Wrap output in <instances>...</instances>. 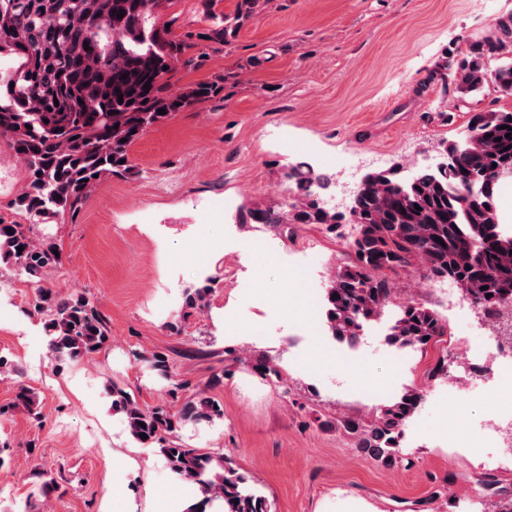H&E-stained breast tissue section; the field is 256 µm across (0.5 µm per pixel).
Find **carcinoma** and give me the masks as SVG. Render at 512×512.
I'll return each mask as SVG.
<instances>
[{
  "label": "carcinoma",
  "instance_id": "obj_1",
  "mask_svg": "<svg viewBox=\"0 0 512 512\" xmlns=\"http://www.w3.org/2000/svg\"><path fill=\"white\" fill-rule=\"evenodd\" d=\"M164 2L0 0V33L11 37L9 43L0 42V51L18 60L16 67L0 73V139L27 167V185L13 206L32 221H75L99 179L134 174L129 147L145 130L220 97L222 77L175 92L161 77L178 65L201 66L204 55L189 54L199 41L230 46L244 22L264 5V0H238L235 12L224 14L214 10V0H203L208 27L177 33L166 28L177 18L159 24ZM119 12L124 16L118 17ZM495 56L504 62L491 69L488 63ZM432 78L453 87L461 98L486 89L512 95V13L495 19L490 34L462 54L448 55ZM470 122L472 135L445 146L455 157L451 167L424 168L410 180L397 168L365 175L349 240L353 260L334 273L325 292L324 317L333 338L355 345L364 326L392 303L390 273L414 260L428 272L454 275L472 295L493 299L512 294V236L502 232L494 200L498 176L512 174V136L506 137L512 111L476 112ZM472 175L486 178L487 186L480 196L467 199L462 190ZM284 177L291 197L243 210L241 223L273 225L287 238L303 224H322L343 237L338 225L346 218L318 203L319 191L330 184L328 176L300 165ZM56 250L50 240L35 241L25 225L0 219V265L39 280L44 269L59 262ZM33 312L43 319L48 349L58 362L89 358L109 341L97 305L82 294L61 299L53 289L42 288ZM445 334L434 311L408 303L387 341L399 350L422 349ZM252 369L263 378L281 380L279 368L268 359ZM110 394L112 411L122 415L131 437L157 448L172 472L223 500L224 512H269L266 499L247 488V478L224 454L192 448L176 437L179 417L161 407H145L118 385ZM18 400L31 417H40L39 400L30 388L20 387ZM421 400L420 393L408 391L385 405L369 426L347 421L345 427L359 435V448L391 466L402 430ZM185 415L208 425L223 412L211 398L200 397Z\"/></svg>",
  "mask_w": 512,
  "mask_h": 512
}]
</instances>
